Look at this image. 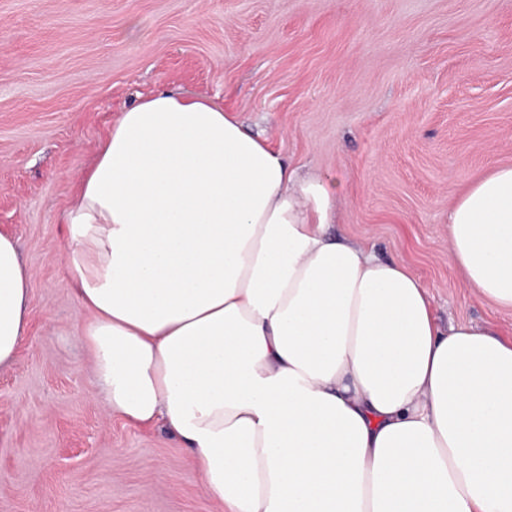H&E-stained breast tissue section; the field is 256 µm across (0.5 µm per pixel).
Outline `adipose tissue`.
Returning a JSON list of instances; mask_svg holds the SVG:
<instances>
[{
    "mask_svg": "<svg viewBox=\"0 0 512 512\" xmlns=\"http://www.w3.org/2000/svg\"><path fill=\"white\" fill-rule=\"evenodd\" d=\"M335 206L208 97L123 110L61 220L107 408L185 440L224 512H512V344L440 330ZM448 258L512 310V165L452 205ZM32 289L0 232V367Z\"/></svg>",
    "mask_w": 512,
    "mask_h": 512,
    "instance_id": "adipose-tissue-1",
    "label": "adipose tissue"
}]
</instances>
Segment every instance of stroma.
Returning <instances> with one entry per match:
<instances>
[{
  "label": "stroma",
  "instance_id": "stroma-1",
  "mask_svg": "<svg viewBox=\"0 0 512 512\" xmlns=\"http://www.w3.org/2000/svg\"><path fill=\"white\" fill-rule=\"evenodd\" d=\"M202 94L337 186L333 230L406 263L440 328L512 342L448 259L455 199L512 165V0H0V231L33 275L0 369V512H223L185 443L112 416L58 216L120 112Z\"/></svg>",
  "mask_w": 512,
  "mask_h": 512
}]
</instances>
